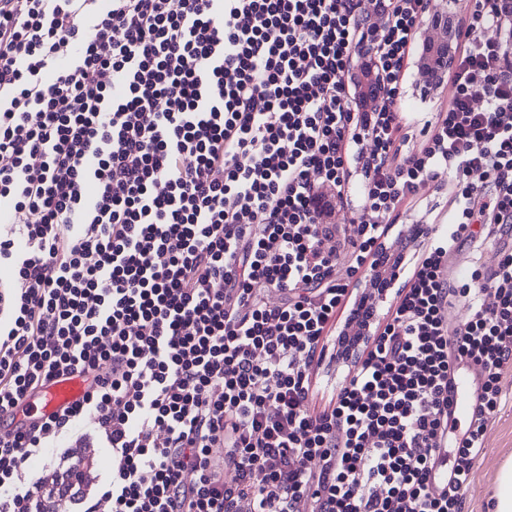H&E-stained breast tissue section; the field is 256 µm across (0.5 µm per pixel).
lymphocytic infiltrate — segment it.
Instances as JSON below:
<instances>
[{"instance_id": "obj_1", "label": "lymphocytic infiltrate", "mask_w": 512, "mask_h": 512, "mask_svg": "<svg viewBox=\"0 0 512 512\" xmlns=\"http://www.w3.org/2000/svg\"><path fill=\"white\" fill-rule=\"evenodd\" d=\"M375 7L389 105L353 112L364 0H0V202L22 229L0 232V413L61 374L94 380L0 430V512H34L22 468L89 416L112 464L95 491L58 489L83 512H462L512 369V250L462 279L448 253L512 224V76L474 0L453 96L417 123L403 67L428 0ZM434 181L447 223L337 347L391 216ZM338 194L357 200L344 231ZM457 363L482 382L435 495ZM448 437L445 438L444 442L440 443L439 448L435 449L436 463L434 466V478L433 488L442 490L444 487H448V468L452 462V450L451 454L448 453Z\"/></svg>"}]
</instances>
